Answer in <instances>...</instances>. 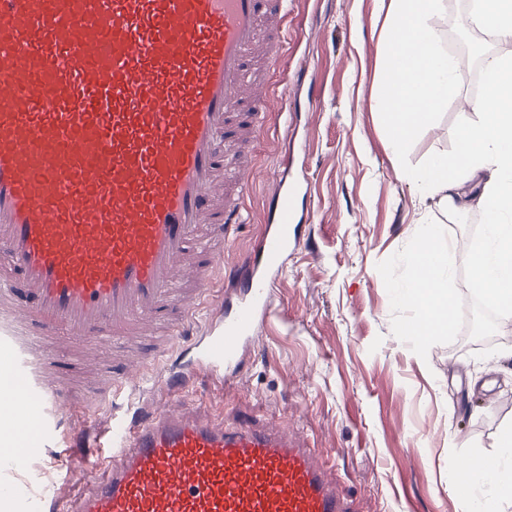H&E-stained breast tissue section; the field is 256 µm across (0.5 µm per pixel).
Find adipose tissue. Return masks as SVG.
<instances>
[{
    "label": "adipose tissue",
    "mask_w": 512,
    "mask_h": 512,
    "mask_svg": "<svg viewBox=\"0 0 512 512\" xmlns=\"http://www.w3.org/2000/svg\"><path fill=\"white\" fill-rule=\"evenodd\" d=\"M468 22L471 27L512 43V0H477ZM486 93L478 103L482 120L464 129L453 154L431 160L420 175L424 197L443 211L464 209L460 193L464 181L480 185L478 201L484 209L488 236L466 246L473 286L499 317L512 318V53L484 60ZM410 279L397 290L399 299L417 316L410 335L421 348L447 334L453 317L448 290V249L433 225H425L409 253ZM503 452L491 473H476L466 496L473 512H501L512 504V424L498 437Z\"/></svg>",
    "instance_id": "adipose-tissue-1"
}]
</instances>
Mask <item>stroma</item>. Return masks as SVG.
<instances>
[{
	"instance_id": "35a3bbf8",
	"label": "stroma",
	"mask_w": 512,
	"mask_h": 512,
	"mask_svg": "<svg viewBox=\"0 0 512 512\" xmlns=\"http://www.w3.org/2000/svg\"><path fill=\"white\" fill-rule=\"evenodd\" d=\"M443 6L435 24L446 48L467 50L481 70L502 44L473 33L460 41L469 2ZM385 15L380 0H291L283 65L271 73L270 88L273 101L287 99L294 122L283 125L273 109L265 115L252 153L247 221L229 229L225 268L254 256L278 178L302 183L305 220L237 377L194 376L183 400L204 415L299 433L357 512H471L449 481L448 462L496 452L500 429L512 423V323L495 322L487 340L473 333L481 299L459 249L450 257L455 321L448 334L421 352L400 331L415 313L397 301L394 287L407 275L423 225L476 241L484 215L475 204L456 213L437 209L392 164L374 107ZM481 97L473 76H462L443 117L413 144L411 164L449 151L455 121L477 120ZM168 401L160 387L128 395L92 420L91 433L109 445L113 419ZM66 409H46L48 446L19 475L33 497L63 507L73 499L65 472L84 463L65 453L72 430L83 427Z\"/></svg>"
}]
</instances>
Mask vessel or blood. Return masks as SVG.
Returning <instances> with one entry per match:
<instances>
[{
	"mask_svg": "<svg viewBox=\"0 0 512 512\" xmlns=\"http://www.w3.org/2000/svg\"><path fill=\"white\" fill-rule=\"evenodd\" d=\"M288 0H0V464L41 454L66 356L107 368L88 404L195 350L232 374L294 245L298 182L278 187L224 319L187 326L224 283L250 148L282 63ZM66 512H355L298 433L185 408L112 427Z\"/></svg>",
	"mask_w": 512,
	"mask_h": 512,
	"instance_id": "obj_1",
	"label": "vessel or blood"
}]
</instances>
